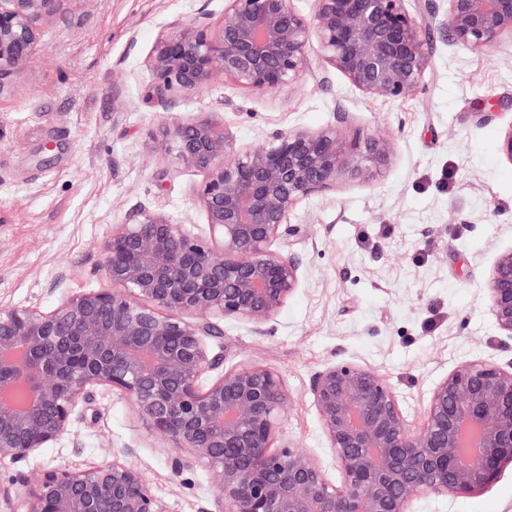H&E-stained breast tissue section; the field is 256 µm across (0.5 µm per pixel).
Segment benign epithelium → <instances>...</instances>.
<instances>
[{
    "label": "benign epithelium",
    "mask_w": 512,
    "mask_h": 512,
    "mask_svg": "<svg viewBox=\"0 0 512 512\" xmlns=\"http://www.w3.org/2000/svg\"><path fill=\"white\" fill-rule=\"evenodd\" d=\"M61 0H0V79L42 50L39 21ZM407 0H224L220 29L160 40L152 96L198 92L216 74L263 93L302 86L330 66L369 97L416 93L430 66L424 23ZM448 38L475 52L512 41V0H448ZM165 148L204 174L198 194L207 239L146 207L127 212L104 241L110 287L42 310L0 307V460L26 461L70 430L99 387L124 393L154 435L175 449L171 468L197 463L218 477L202 512H410L420 494H478L512 465V364L456 365L433 388L422 427L408 424L390 385L371 367L337 362L311 393L342 475L292 446L274 449L286 394L262 366L226 369L210 341L223 323L256 333L301 282L284 250L301 232L287 222L300 201L339 181L368 180L391 154L373 135L348 142L334 126L275 130L242 148L204 125L176 123ZM484 291L501 335L512 339V250ZM15 512H167L144 474L120 460L81 471L18 473L0 483Z\"/></svg>",
    "instance_id": "7a95c632"
}]
</instances>
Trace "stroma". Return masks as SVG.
I'll use <instances>...</instances> for the list:
<instances>
[{"label":"stroma","mask_w":512,"mask_h":512,"mask_svg":"<svg viewBox=\"0 0 512 512\" xmlns=\"http://www.w3.org/2000/svg\"><path fill=\"white\" fill-rule=\"evenodd\" d=\"M223 16L224 0H62L42 21L43 52L0 80V306L47 310L107 287L101 245L137 206L207 235L204 176L165 151L170 124H206L240 147L277 128L389 136L391 156L370 180L337 183L290 213L305 229L289 247L302 279L263 333L228 320L212 343L225 367L279 374L287 400L277 445L315 457L337 484L311 395L316 372L370 365L416 429L459 362L512 364V340L483 290L497 255L512 249V163L499 151L512 123V48L478 53L433 29L423 87L401 99L366 96L329 67L296 91L256 93L219 74L201 92L149 101L157 43L215 31ZM171 456L126 395L101 387L52 447L17 466L0 462V482L116 457L146 476L168 512H200L217 493L213 472L173 473ZM409 508L512 512V467L483 493L421 495Z\"/></svg>","instance_id":"stroma-1"}]
</instances>
